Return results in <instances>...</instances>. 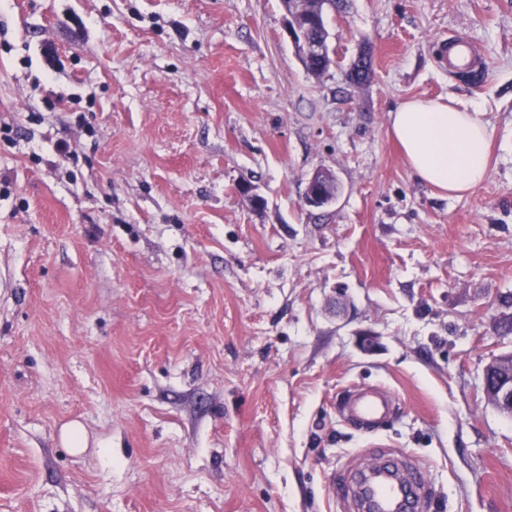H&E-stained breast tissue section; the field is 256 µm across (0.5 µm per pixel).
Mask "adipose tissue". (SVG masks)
I'll use <instances>...</instances> for the list:
<instances>
[{"label":"adipose tissue","instance_id":"1","mask_svg":"<svg viewBox=\"0 0 512 512\" xmlns=\"http://www.w3.org/2000/svg\"><path fill=\"white\" fill-rule=\"evenodd\" d=\"M390 121V136L419 182L454 196L485 180L491 131L477 112L440 98L414 97L399 102Z\"/></svg>","mask_w":512,"mask_h":512}]
</instances>
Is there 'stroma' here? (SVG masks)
<instances>
[{
  "instance_id": "1",
  "label": "stroma",
  "mask_w": 512,
  "mask_h": 512,
  "mask_svg": "<svg viewBox=\"0 0 512 512\" xmlns=\"http://www.w3.org/2000/svg\"><path fill=\"white\" fill-rule=\"evenodd\" d=\"M287 19L0 0V512H352L329 479L384 447L425 466L424 512H512L482 391L512 352V0H348L319 77ZM451 35L479 78L449 73ZM414 96L490 123L480 186L412 176L388 129ZM354 383L396 394L379 436L336 413ZM339 187L336 175L330 169H319L307 180L304 201L313 208H324L333 203ZM60 439L74 452H83L88 446L87 436L78 422L65 424L60 431Z\"/></svg>"
}]
</instances>
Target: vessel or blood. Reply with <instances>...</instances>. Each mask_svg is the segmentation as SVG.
<instances>
[{"label":"vessel or blood","instance_id":"b4317fda","mask_svg":"<svg viewBox=\"0 0 512 512\" xmlns=\"http://www.w3.org/2000/svg\"><path fill=\"white\" fill-rule=\"evenodd\" d=\"M446 48L449 72H478L476 57L466 41L449 38ZM396 405V396L389 389L358 384L340 393L336 412L359 431L374 434L392 417ZM377 467L379 473L367 488H350L354 500H367L370 512H420L427 484L424 469L403 471L401 462L393 455L382 457Z\"/></svg>","mask_w":512,"mask_h":512}]
</instances>
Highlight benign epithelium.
Instances as JSON below:
<instances>
[{
    "label": "benign epithelium",
    "instance_id": "benign-epithelium-1",
    "mask_svg": "<svg viewBox=\"0 0 512 512\" xmlns=\"http://www.w3.org/2000/svg\"><path fill=\"white\" fill-rule=\"evenodd\" d=\"M319 12L311 18L302 16L290 8L288 14V38L295 46L303 66L313 63L332 66L335 63L333 49L329 41L326 16L334 11L327 2L318 6ZM339 187L336 175L329 169L315 171L307 180L304 201L313 208H324L333 203L338 195ZM499 359L488 363L483 371L482 389L487 401L502 415L512 419V363L511 370L506 371L498 366Z\"/></svg>",
    "mask_w": 512,
    "mask_h": 512
}]
</instances>
